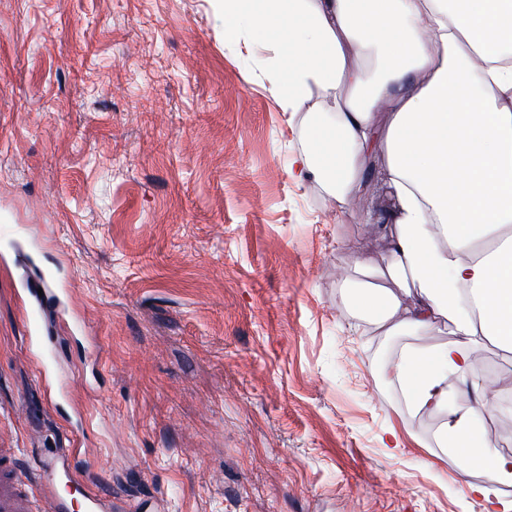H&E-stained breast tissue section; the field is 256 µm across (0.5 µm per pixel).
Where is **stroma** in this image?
Returning a JSON list of instances; mask_svg holds the SVG:
<instances>
[{
	"label": "stroma",
	"mask_w": 512,
	"mask_h": 512,
	"mask_svg": "<svg viewBox=\"0 0 512 512\" xmlns=\"http://www.w3.org/2000/svg\"><path fill=\"white\" fill-rule=\"evenodd\" d=\"M271 56L212 0H0V225L29 232L0 234V448L25 469L72 449L71 512L92 484L112 512H481L484 473L386 373L447 344V318L388 336L352 304L399 290L386 148L342 202L291 179L303 129ZM40 270L70 291L40 320L54 400L17 293ZM462 390L512 457V405Z\"/></svg>",
	"instance_id": "1"
}]
</instances>
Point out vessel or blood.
Here are the masks:
<instances>
[{
	"label": "vessel or blood",
	"mask_w": 512,
	"mask_h": 512,
	"mask_svg": "<svg viewBox=\"0 0 512 512\" xmlns=\"http://www.w3.org/2000/svg\"><path fill=\"white\" fill-rule=\"evenodd\" d=\"M49 281V275L42 273L25 289L30 301L29 345L40 355L48 347L37 325L45 302L40 291L48 287ZM69 456V449H61L54 456L38 458L35 466L25 471L19 466L15 450L0 448V512H33L37 506L42 512H69L67 499L51 478L54 470L67 465ZM34 494L39 496V504H32L30 497Z\"/></svg>",
	"instance_id": "vessel-or-blood-1"
}]
</instances>
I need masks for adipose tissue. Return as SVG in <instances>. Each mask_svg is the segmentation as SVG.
Returning <instances> with one entry per match:
<instances>
[{
    "label": "adipose tissue",
    "instance_id": "ef3b65f1",
    "mask_svg": "<svg viewBox=\"0 0 512 512\" xmlns=\"http://www.w3.org/2000/svg\"><path fill=\"white\" fill-rule=\"evenodd\" d=\"M225 32L273 42L266 78L287 112L309 110L293 178L345 199L377 141L398 234L388 272L413 281L410 304L354 295L383 326L428 330L447 317L453 342L404 350L390 365L408 406L443 417L439 436L486 475L483 512H512L496 484L512 457L470 433L473 404L448 396L476 348L512 351V0H214ZM370 69L350 65L349 54Z\"/></svg>",
    "mask_w": 512,
    "mask_h": 512
}]
</instances>
